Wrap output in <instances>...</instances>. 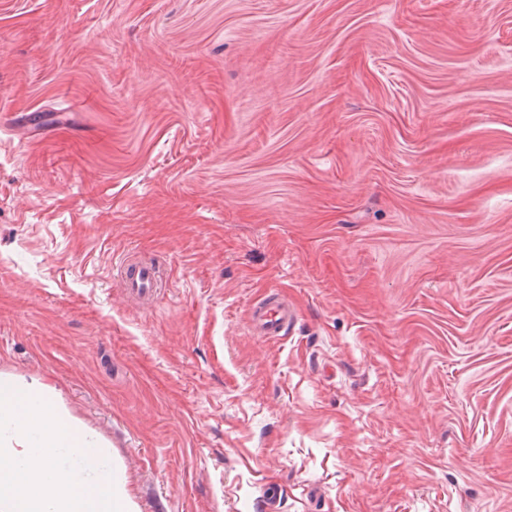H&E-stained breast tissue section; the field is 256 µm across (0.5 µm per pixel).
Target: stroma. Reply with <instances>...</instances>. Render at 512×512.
I'll return each mask as SVG.
<instances>
[{
  "instance_id": "35a3bbf8",
  "label": "stroma",
  "mask_w": 512,
  "mask_h": 512,
  "mask_svg": "<svg viewBox=\"0 0 512 512\" xmlns=\"http://www.w3.org/2000/svg\"><path fill=\"white\" fill-rule=\"evenodd\" d=\"M13 114L0 373L138 512H512V0H0ZM121 285L127 292L139 296L150 295L158 287V271L144 262H120ZM295 320L296 313L278 291L269 293L251 308L249 314L250 325L256 334L268 338L286 336Z\"/></svg>"
}]
</instances>
